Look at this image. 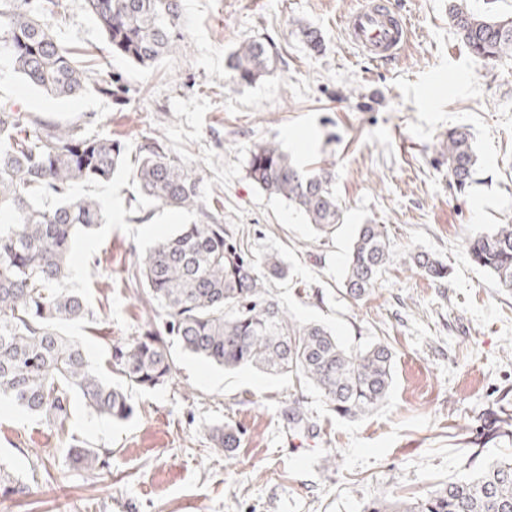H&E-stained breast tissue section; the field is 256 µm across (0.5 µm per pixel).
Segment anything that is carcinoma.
Masks as SVG:
<instances>
[{"instance_id":"1","label":"carcinoma","mask_w":512,"mask_h":512,"mask_svg":"<svg viewBox=\"0 0 512 512\" xmlns=\"http://www.w3.org/2000/svg\"><path fill=\"white\" fill-rule=\"evenodd\" d=\"M112 52L150 67L177 52L184 40L182 0H86ZM61 0H0V51L32 87L56 99L86 89L85 69L72 48L54 35ZM448 19L460 42L482 64L512 57V15L478 14L466 0H448ZM272 46L245 42L231 58L241 83L275 69ZM448 173L459 191L468 189L479 158L470 134L448 132ZM124 164V145L91 135L84 122L59 123L0 99V399L64 431L72 400L81 399L100 416L126 421L134 414L127 388L155 389L176 369L170 346L212 364L254 366L289 375L316 387L337 415L354 418L380 406L392 385L394 355L382 342L343 346L327 326L292 317L268 284L288 274L275 252L257 260L233 230L209 209L201 179L160 137L141 145L131 172L138 193L161 207L193 213L127 268L125 285L163 315L139 335L112 345L108 361L119 381H106L82 343L61 326L93 316L85 296L63 287L73 265L77 237L107 223L100 202L75 195L79 183L108 182ZM251 180L300 211L316 231L332 235L343 224L333 176L323 167L296 164L277 144L250 155ZM472 260L498 287L512 292V224H498L468 242ZM392 247L383 224H361L343 274V293L368 297L390 265ZM408 265L433 280L448 267L422 253ZM288 429L308 433L312 419L300 399L288 408ZM67 453L78 468L98 475L112 450L75 440ZM0 493L26 494L16 472L0 463ZM364 512H512V459L490 461L475 477L461 478L421 500L379 498Z\"/></svg>"}]
</instances>
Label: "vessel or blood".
I'll return each instance as SVG.
<instances>
[{
    "label": "vessel or blood",
    "instance_id": "b4317fda",
    "mask_svg": "<svg viewBox=\"0 0 512 512\" xmlns=\"http://www.w3.org/2000/svg\"><path fill=\"white\" fill-rule=\"evenodd\" d=\"M343 26L350 42L375 65L396 59L411 35L407 18L393 10L390 0H364Z\"/></svg>",
    "mask_w": 512,
    "mask_h": 512
}]
</instances>
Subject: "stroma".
<instances>
[{"label": "stroma", "mask_w": 512, "mask_h": 512, "mask_svg": "<svg viewBox=\"0 0 512 512\" xmlns=\"http://www.w3.org/2000/svg\"><path fill=\"white\" fill-rule=\"evenodd\" d=\"M412 23L402 56L378 67L345 40L342 20L360 0H183V48L144 68L111 55L85 0H62L54 29L87 71L77 97L30 86L0 54V97L125 146L110 182L82 183L107 222L79 236L67 287L83 293L93 319L69 327L92 365L108 373L112 344L139 335L157 313L124 284L127 267L194 214L140 197L130 170L146 139L162 137L202 180L208 205L245 250L278 251L290 268L272 281L280 303L319 322L345 346L382 341L394 351L384 405L355 418L328 410L313 386L252 367L226 370L172 346L164 386L130 391L136 413L115 422L73 401L65 433L0 407V460L28 490L0 496V512H363L375 499L424 498L432 486L512 458L497 425L512 414V293L476 266L468 240L512 223V59L483 68L448 21V0H393ZM316 28L310 51L298 28ZM271 42L274 73L245 84L228 58L244 42ZM112 74L118 98L96 82ZM466 129L480 166L468 193L441 163L448 131ZM273 141L298 164L335 174L344 223L317 238L305 217L248 175L257 146ZM386 225L394 261L374 293L354 301L342 276L357 225ZM431 254L447 264L434 281L404 265ZM301 400L315 437L288 429ZM239 442L217 448L216 429ZM112 451L95 477L73 466L71 440Z\"/></svg>", "instance_id": "obj_1"}]
</instances>
